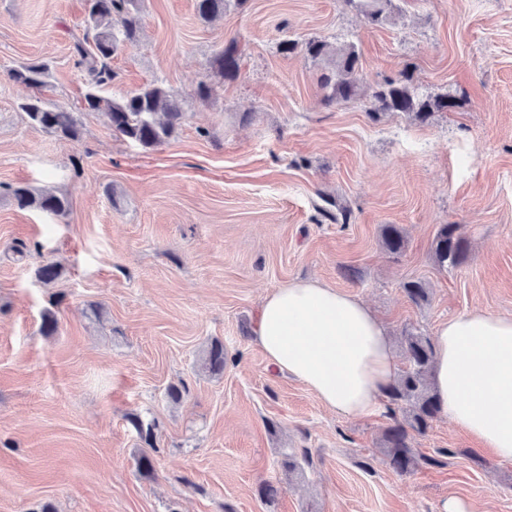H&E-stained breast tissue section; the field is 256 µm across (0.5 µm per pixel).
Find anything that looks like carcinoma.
I'll list each match as a JSON object with an SVG mask.
<instances>
[{"label": "carcinoma", "instance_id": "cac0c4a2", "mask_svg": "<svg viewBox=\"0 0 512 512\" xmlns=\"http://www.w3.org/2000/svg\"><path fill=\"white\" fill-rule=\"evenodd\" d=\"M225 0H197V13L205 21L224 13ZM359 8L372 25L385 22L391 14L392 0H346ZM88 28L93 40L78 41L74 45L76 65L84 73L86 93L85 109L100 113L107 119L112 134L136 143L145 149L153 148L175 137L185 112L173 93L162 83L153 81L120 97L102 95V89L117 77L112 69V58L121 46L137 40L142 29L143 16L140 0H92L86 6ZM284 55L300 53L313 62L325 66L318 77L327 103H353L363 96L370 101L369 111L406 112L425 121L433 112H446L456 106L453 98L426 96L418 91L408 71L397 78H386L376 87L365 90L360 75V59L355 46L340 50L324 39L311 38L303 42L285 39L278 45ZM213 66L226 80H234L239 73L238 48L235 40L224 44L213 59ZM50 69L44 63H31L8 72V77L28 86L33 95L21 105L28 122L49 135L61 140L77 141L81 127L74 113L48 107L42 92L48 86ZM9 195L20 209H31L63 216L68 210L66 195L33 186L9 188ZM384 249L392 255L405 248L402 231L394 224L381 230ZM431 250L435 263L442 269L462 266L468 256L464 239L457 235V225L442 224L432 241ZM403 291L409 300L419 304L428 299V288L421 281H408ZM402 346L407 361L405 369L384 391L389 403L387 414L392 423L383 432V448L390 468L403 475L414 472L421 464L435 465L438 460L419 454L411 444V433H426L439 416V407L432 394L430 375L434 350L430 337L406 329ZM204 365L213 374L224 371V344L218 340L206 350ZM402 410L397 418L395 409ZM307 455L285 454L279 462L280 469L289 475L302 468Z\"/></svg>", "mask_w": 512, "mask_h": 512}]
</instances>
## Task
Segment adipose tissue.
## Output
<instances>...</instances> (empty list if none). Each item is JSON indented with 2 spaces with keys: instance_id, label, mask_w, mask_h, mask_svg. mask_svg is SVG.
<instances>
[{
  "instance_id": "1",
  "label": "adipose tissue",
  "mask_w": 512,
  "mask_h": 512,
  "mask_svg": "<svg viewBox=\"0 0 512 512\" xmlns=\"http://www.w3.org/2000/svg\"><path fill=\"white\" fill-rule=\"evenodd\" d=\"M254 340L278 371L327 409L374 413L399 368L385 326L357 297L300 280L260 305ZM430 376L442 415L500 459L512 461V317L470 311L435 331Z\"/></svg>"
}]
</instances>
